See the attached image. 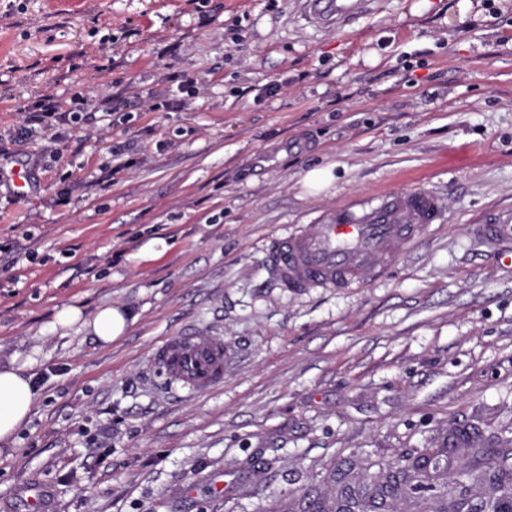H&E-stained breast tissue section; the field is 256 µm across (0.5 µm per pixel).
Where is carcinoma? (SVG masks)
<instances>
[{"label": "carcinoma", "mask_w": 512, "mask_h": 512, "mask_svg": "<svg viewBox=\"0 0 512 512\" xmlns=\"http://www.w3.org/2000/svg\"><path fill=\"white\" fill-rule=\"evenodd\" d=\"M480 455L479 467L468 471L465 481L475 485L495 484L498 494L476 505L477 512H512V472L504 468L502 451L482 450ZM442 456L440 448H421L402 457L387 473H370L357 486L344 487L340 501L329 508L305 491L302 493L305 512H379L389 499L414 495L417 485L429 474L438 472Z\"/></svg>", "instance_id": "1"}]
</instances>
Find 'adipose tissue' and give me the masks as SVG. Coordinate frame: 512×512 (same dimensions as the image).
<instances>
[{"label": "adipose tissue", "instance_id": "1", "mask_svg": "<svg viewBox=\"0 0 512 512\" xmlns=\"http://www.w3.org/2000/svg\"><path fill=\"white\" fill-rule=\"evenodd\" d=\"M36 399V391L20 370L0 369V441H9L28 420Z\"/></svg>", "mask_w": 512, "mask_h": 512}]
</instances>
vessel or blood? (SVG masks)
I'll return each mask as SVG.
<instances>
[{"label": "vessel or blood", "mask_w": 512, "mask_h": 512, "mask_svg": "<svg viewBox=\"0 0 512 512\" xmlns=\"http://www.w3.org/2000/svg\"><path fill=\"white\" fill-rule=\"evenodd\" d=\"M304 19L332 27L367 13L373 0H300ZM442 213L440 197L426 188L382 192L351 200L321 213L312 229L277 238L267 266L281 288L309 292L351 288L381 277L399 246L411 244L424 226ZM512 213L490 224L467 225V233L498 241ZM170 388L191 396L224 381V339L196 329L168 338L153 354Z\"/></svg>", "instance_id": "vessel-or-blood-1"}]
</instances>
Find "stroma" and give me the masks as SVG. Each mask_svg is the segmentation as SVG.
Segmentation results:
<instances>
[{
    "instance_id": "1",
    "label": "stroma",
    "mask_w": 512,
    "mask_h": 512,
    "mask_svg": "<svg viewBox=\"0 0 512 512\" xmlns=\"http://www.w3.org/2000/svg\"><path fill=\"white\" fill-rule=\"evenodd\" d=\"M301 12L0 0V362L38 393L0 512L37 490L44 512H300L419 448H448L453 483L474 463L453 431L512 449V265L465 233L512 210V0ZM76 93L79 116L25 133L23 107ZM415 187L442 220L384 277L272 279L274 238ZM106 306L134 318L107 346L83 327ZM189 328L223 336L224 381L184 397L152 354ZM374 0H300L302 16L314 27H332L368 13Z\"/></svg>"
}]
</instances>
